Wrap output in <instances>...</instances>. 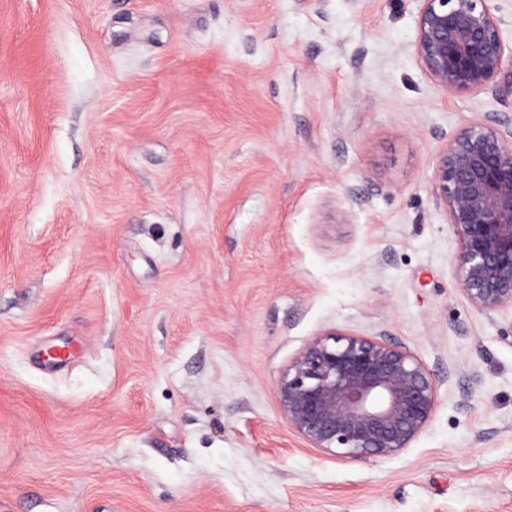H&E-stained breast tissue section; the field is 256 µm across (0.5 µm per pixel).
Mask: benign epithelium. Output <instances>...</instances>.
<instances>
[{
  "instance_id": "7a95c632",
  "label": "benign epithelium",
  "mask_w": 512,
  "mask_h": 512,
  "mask_svg": "<svg viewBox=\"0 0 512 512\" xmlns=\"http://www.w3.org/2000/svg\"><path fill=\"white\" fill-rule=\"evenodd\" d=\"M421 2L415 53L431 79L453 97L497 94L501 77H512V40L494 0ZM431 181L458 240V289L512 345V113L450 137ZM277 394L299 434L352 460L401 453L436 405L430 373L413 352L336 331L305 345Z\"/></svg>"
}]
</instances>
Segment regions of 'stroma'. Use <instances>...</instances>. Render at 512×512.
I'll list each match as a JSON object with an SVG mask.
<instances>
[{
	"label": "stroma",
	"instance_id": "obj_1",
	"mask_svg": "<svg viewBox=\"0 0 512 512\" xmlns=\"http://www.w3.org/2000/svg\"><path fill=\"white\" fill-rule=\"evenodd\" d=\"M418 9L0 0V512H512V346L431 187L512 94L448 96ZM333 331L434 379L399 455L289 425Z\"/></svg>",
	"mask_w": 512,
	"mask_h": 512
}]
</instances>
